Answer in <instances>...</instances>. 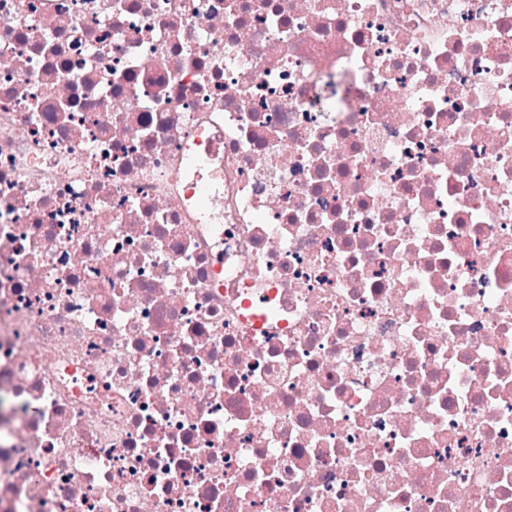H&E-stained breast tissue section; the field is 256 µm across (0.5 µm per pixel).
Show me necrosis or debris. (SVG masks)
Masks as SVG:
<instances>
[{"label": "necrosis or debris", "mask_w": 512, "mask_h": 512, "mask_svg": "<svg viewBox=\"0 0 512 512\" xmlns=\"http://www.w3.org/2000/svg\"><path fill=\"white\" fill-rule=\"evenodd\" d=\"M0 512H512V0H0Z\"/></svg>", "instance_id": "4bbe7bcc"}]
</instances>
